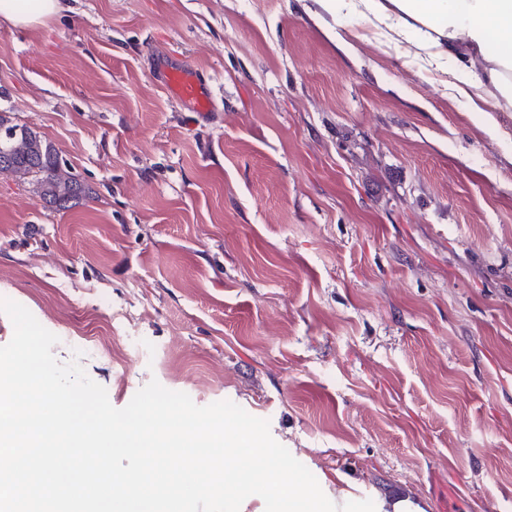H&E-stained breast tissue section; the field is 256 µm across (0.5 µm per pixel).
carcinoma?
Wrapping results in <instances>:
<instances>
[{
    "label": "carcinoma",
    "mask_w": 512,
    "mask_h": 512,
    "mask_svg": "<svg viewBox=\"0 0 512 512\" xmlns=\"http://www.w3.org/2000/svg\"><path fill=\"white\" fill-rule=\"evenodd\" d=\"M0 176L28 179L31 192L58 211L69 210L89 196V191L62 165L54 144L27 124L0 116Z\"/></svg>",
    "instance_id": "1"
}]
</instances>
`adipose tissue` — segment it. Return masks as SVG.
<instances>
[{"instance_id": "ef3b65f1", "label": "adipose tissue", "mask_w": 512, "mask_h": 512, "mask_svg": "<svg viewBox=\"0 0 512 512\" xmlns=\"http://www.w3.org/2000/svg\"><path fill=\"white\" fill-rule=\"evenodd\" d=\"M374 27L414 39L431 68L451 69V89L489 93L512 111V0H337ZM61 0H0V21L34 25L62 11ZM499 50L489 51L490 37Z\"/></svg>"}]
</instances>
